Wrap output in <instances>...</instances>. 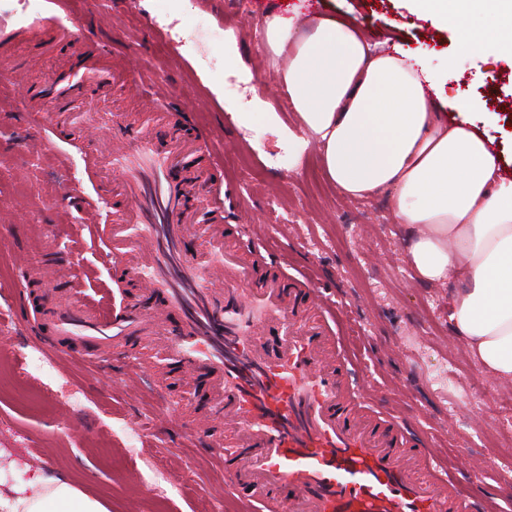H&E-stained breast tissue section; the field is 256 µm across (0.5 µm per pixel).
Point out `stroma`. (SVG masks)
<instances>
[{"label":"stroma","mask_w":512,"mask_h":512,"mask_svg":"<svg viewBox=\"0 0 512 512\" xmlns=\"http://www.w3.org/2000/svg\"><path fill=\"white\" fill-rule=\"evenodd\" d=\"M73 7L91 41L61 37L49 0H41L35 18L23 13L20 0H0V337L11 340L0 364L16 370L24 356L43 352L34 315L72 294L65 278L34 286L20 260L96 267L111 281L117 308L151 312L167 305L126 280L86 230L87 216L72 194L89 186V140L57 138L56 129L81 127L82 113L104 107L161 141L207 128L226 177L224 223L235 247L269 252L273 269L310 275L336 311V341L352 363L353 382L394 407L413 438L440 437L436 452L461 493L512 512V453L487 449L493 438L512 443V381L485 373L456 338L448 287L411 276L385 198L343 197L326 177L318 148L291 168L275 135L240 127L224 109L225 100L242 98L225 71L247 69L269 111L292 125L279 79L287 60L265 48V16L336 14L355 20L371 43L386 34L391 44L424 55L449 100L484 101L478 127L511 172L512 55L470 57L455 32L414 12L408 0H318L313 7L308 0H74ZM200 21L234 33L236 55L225 58L223 41L198 42ZM106 59L137 70L151 91H177L172 118L159 120L126 88L68 102V80H90L91 68ZM213 84L223 98L210 93ZM27 102L51 112L36 138ZM88 357L56 355L51 378L0 386V491L26 488L38 468L106 499L112 512L135 504L140 512H203L216 502L223 512H238L236 495H218L224 474L189 432L205 418L212 432L224 428L212 416L209 378L199 373L185 381L179 363L139 336L125 337L114 362L94 365ZM131 361L143 362L147 374L128 388L117 373Z\"/></svg>","instance_id":"stroma-1"}]
</instances>
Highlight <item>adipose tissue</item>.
I'll list each match as a JSON object with an SVG mask.
<instances>
[{
	"label": "adipose tissue",
	"mask_w": 512,
	"mask_h": 512,
	"mask_svg": "<svg viewBox=\"0 0 512 512\" xmlns=\"http://www.w3.org/2000/svg\"><path fill=\"white\" fill-rule=\"evenodd\" d=\"M419 12L455 30L467 54L493 47L512 52V0H412ZM495 22L473 32L471 17ZM264 42L288 58L280 75L295 112L283 125L253 96L248 111L226 103L234 120L261 121L301 164L310 143L348 198L385 196L407 242V262L418 278L439 283L456 275L462 288L449 298V320L459 339L492 375L512 379V179L499 154L477 132L480 99L457 104L449 119L427 60L402 48L376 52L358 25L332 15L275 14ZM39 494L0 495V512H108V506L61 478L36 476Z\"/></svg>",
	"instance_id": "ef3b65f1"
}]
</instances>
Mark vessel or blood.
I'll return each mask as SVG.
<instances>
[{
	"mask_svg": "<svg viewBox=\"0 0 512 512\" xmlns=\"http://www.w3.org/2000/svg\"><path fill=\"white\" fill-rule=\"evenodd\" d=\"M83 124L105 141L85 157L87 175L108 167L128 174L117 223L88 230L109 258L169 298L180 324L171 335L168 313L104 314L75 296L40 314L50 350L91 348L105 362L123 336L139 332L187 375L207 374L214 415L238 452L227 455L219 437L208 447L250 487L244 512H472L452 482L435 476L434 448L406 447L346 380L309 279L256 278L263 255L225 245L219 222L202 231L197 256L182 255V240L199 232L186 209L191 198L224 209L223 182L180 164L208 147L209 131L191 142L141 131L132 141L116 132L112 113H85ZM271 329L280 334L274 350L264 342ZM285 488L292 495L284 501Z\"/></svg>",
	"mask_w": 512,
	"mask_h": 512,
	"instance_id": "1",
	"label": "vessel or blood"
}]
</instances>
